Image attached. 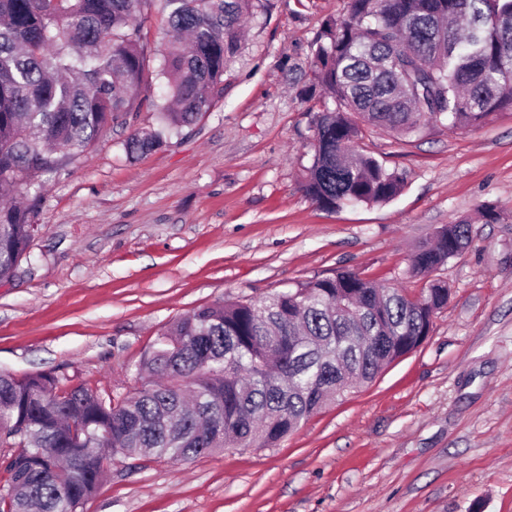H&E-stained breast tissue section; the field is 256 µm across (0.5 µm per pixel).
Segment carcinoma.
I'll return each mask as SVG.
<instances>
[{
  "label": "carcinoma",
  "instance_id": "cac0c4a2",
  "mask_svg": "<svg viewBox=\"0 0 512 512\" xmlns=\"http://www.w3.org/2000/svg\"><path fill=\"white\" fill-rule=\"evenodd\" d=\"M161 3L170 33L159 74L161 129L130 154L195 122L224 97V73L260 0H0V283L15 277L38 231L41 195L19 190L83 156L152 104L148 23ZM312 84L333 98L313 119L302 181L318 206L382 204L406 175L356 148L364 128L396 136L429 122L477 128L512 112V0H350L322 25ZM473 241L459 219L417 246L426 276ZM451 292L420 296L340 269L254 300L181 316L142 368L167 379L115 399L50 372H0V512H77L119 457L147 449L189 463L226 447H270L352 385L372 381L425 342Z\"/></svg>",
  "mask_w": 512,
  "mask_h": 512
}]
</instances>
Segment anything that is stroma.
<instances>
[{"label": "stroma", "mask_w": 512, "mask_h": 512, "mask_svg": "<svg viewBox=\"0 0 512 512\" xmlns=\"http://www.w3.org/2000/svg\"><path fill=\"white\" fill-rule=\"evenodd\" d=\"M349 0H262L224 75V99L136 158L131 113L51 175L31 262L0 284V370L123 396L176 318L262 299L350 268L419 295L409 255L472 220V247L434 271L451 290L425 343L271 448L188 464L116 460L78 512H512V112L479 129L423 125L360 146L406 186L390 202L319 208L311 163V44ZM497 205L485 223L481 204Z\"/></svg>", "instance_id": "obj_1"}]
</instances>
